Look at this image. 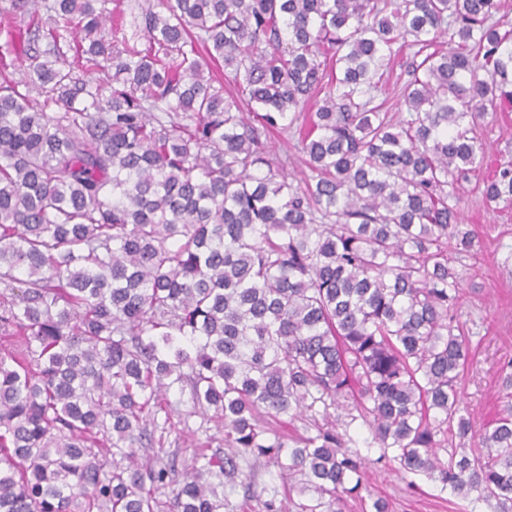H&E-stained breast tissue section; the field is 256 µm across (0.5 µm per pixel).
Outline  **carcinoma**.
Returning <instances> with one entry per match:
<instances>
[{
    "mask_svg": "<svg viewBox=\"0 0 512 512\" xmlns=\"http://www.w3.org/2000/svg\"><path fill=\"white\" fill-rule=\"evenodd\" d=\"M97 2L14 0L6 31L28 67L0 79V512H224L242 458L276 463L299 512H342L368 464L342 415L291 446L260 426L318 403L379 459L512 512V359L475 429L448 257L476 246L457 207L476 119L512 112L500 0H139L141 42ZM294 128L301 185L268 150ZM480 194L512 207V161ZM185 389L228 452L200 449L163 501L176 470L149 447ZM351 433L354 436V439L356 440L355 445H351V448H349L352 452H358L362 456L368 455L369 458L375 459L379 456V449L378 448H366V439L370 441L371 436L368 431V428L365 424L362 423L360 419L356 420L351 425Z\"/></svg>",
    "mask_w": 512,
    "mask_h": 512,
    "instance_id": "cac0c4a2",
    "label": "carcinoma"
}]
</instances>
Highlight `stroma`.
<instances>
[{
  "mask_svg": "<svg viewBox=\"0 0 512 512\" xmlns=\"http://www.w3.org/2000/svg\"><path fill=\"white\" fill-rule=\"evenodd\" d=\"M477 131L486 146L487 161L512 158V113L485 114ZM458 208L480 241L478 251L461 260L464 283L460 301V324L470 340L468 369L461 381L462 408L480 427L493 424L498 417L503 402L497 369L512 358V208H485L479 190L471 183L460 192ZM170 400L174 411L163 442L166 451L175 452L176 468L182 472L191 467L200 446L223 449L224 430L192 414L189 394H174ZM351 432L355 452L372 458L373 464L362 501H348L344 512H362L361 502L378 499L387 502L389 512H465V502L440 492L424 477L400 472L396 461L380 458L378 449L367 448L370 433L362 421H355ZM240 467L242 483L224 489V512H248L245 489L249 486L261 500L286 505L284 481L276 465L244 460Z\"/></svg>",
  "mask_w": 512,
  "mask_h": 512,
  "instance_id": "1",
  "label": "stroma"
}]
</instances>
